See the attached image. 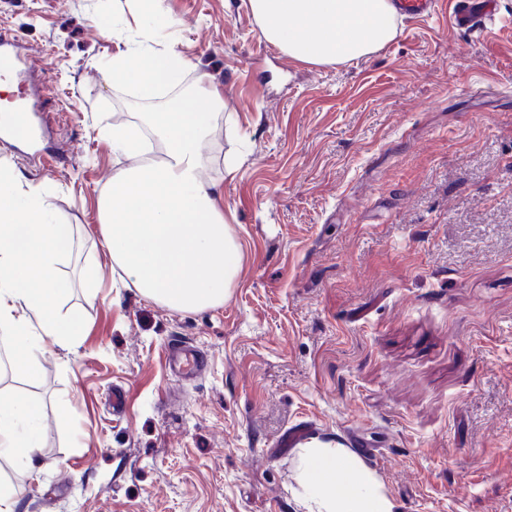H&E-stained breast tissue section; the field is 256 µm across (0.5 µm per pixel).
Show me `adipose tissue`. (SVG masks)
Masks as SVG:
<instances>
[{
    "mask_svg": "<svg viewBox=\"0 0 512 512\" xmlns=\"http://www.w3.org/2000/svg\"><path fill=\"white\" fill-rule=\"evenodd\" d=\"M265 37L290 57L340 63L378 50L397 32L392 0H249ZM186 63L175 51H147L131 41L113 57L108 79L145 102L178 88ZM219 89L181 99L150 118L107 128L113 146L137 157L114 176L100 201L99 232L128 287L169 309L223 304L239 265V248L218 196L201 176L200 155L215 119ZM165 146L143 160V136ZM18 176L0 167V346L15 361L52 340L71 348L82 322L58 309L72 284L59 265L75 246L73 225L59 222L47 195L20 193ZM39 403L0 397V459L25 460L39 448ZM300 498L307 512H395L375 474L353 452L314 443L298 452Z\"/></svg>",
    "mask_w": 512,
    "mask_h": 512,
    "instance_id": "ef3b65f1",
    "label": "adipose tissue"
}]
</instances>
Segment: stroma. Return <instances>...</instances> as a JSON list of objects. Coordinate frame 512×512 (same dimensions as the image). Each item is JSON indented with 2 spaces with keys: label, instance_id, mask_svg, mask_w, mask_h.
I'll list each match as a JSON object with an SVG mask.
<instances>
[{
  "label": "stroma",
  "instance_id": "stroma-1",
  "mask_svg": "<svg viewBox=\"0 0 512 512\" xmlns=\"http://www.w3.org/2000/svg\"><path fill=\"white\" fill-rule=\"evenodd\" d=\"M454 7L312 65L249 0H162L150 46L222 94L200 163L240 248L224 303L178 312L124 287L99 235L104 188L136 163L102 122L176 96L104 78L136 0H0V41L31 65L0 103L39 98L49 132L39 154L0 141V165L75 225L60 272L83 324L32 352L35 376L0 375L45 412L37 452L0 460L14 512H301L296 451L275 447L301 421L359 433L396 512H512V0L482 35ZM179 341L205 358L190 380L167 367Z\"/></svg>",
  "mask_w": 512,
  "mask_h": 512
}]
</instances>
